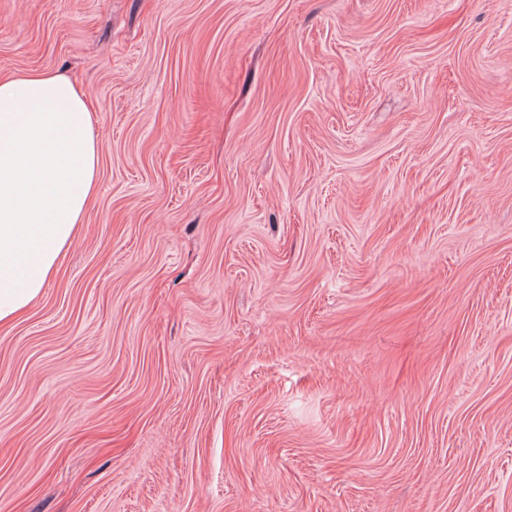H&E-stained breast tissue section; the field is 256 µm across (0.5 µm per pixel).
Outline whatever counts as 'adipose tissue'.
Returning <instances> with one entry per match:
<instances>
[{
  "instance_id": "ef3b65f1",
  "label": "adipose tissue",
  "mask_w": 512,
  "mask_h": 512,
  "mask_svg": "<svg viewBox=\"0 0 512 512\" xmlns=\"http://www.w3.org/2000/svg\"><path fill=\"white\" fill-rule=\"evenodd\" d=\"M99 146L62 74L0 75V324L41 294L95 193Z\"/></svg>"
}]
</instances>
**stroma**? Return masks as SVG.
<instances>
[{"mask_svg":"<svg viewBox=\"0 0 512 512\" xmlns=\"http://www.w3.org/2000/svg\"><path fill=\"white\" fill-rule=\"evenodd\" d=\"M98 188L0 326V512H512V0H0Z\"/></svg>","mask_w":512,"mask_h":512,"instance_id":"obj_1","label":"stroma"}]
</instances>
